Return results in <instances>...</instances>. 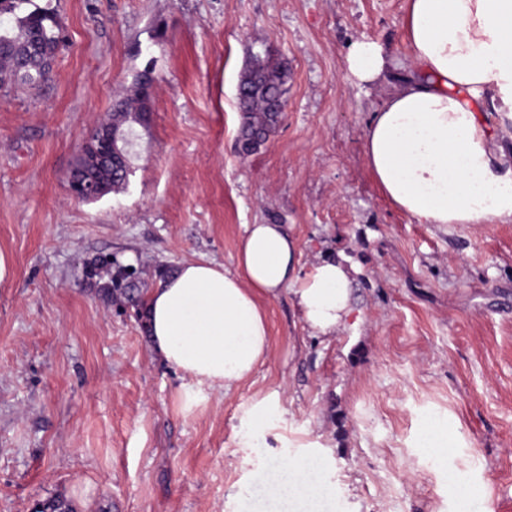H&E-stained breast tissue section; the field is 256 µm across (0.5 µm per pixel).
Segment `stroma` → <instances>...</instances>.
<instances>
[{"label": "stroma", "instance_id": "35a3bbf8", "mask_svg": "<svg viewBox=\"0 0 512 512\" xmlns=\"http://www.w3.org/2000/svg\"><path fill=\"white\" fill-rule=\"evenodd\" d=\"M63 41L50 81L0 88V512H502L512 501V224H417L377 191L363 130L380 91L342 68L359 36L403 57V0H37ZM287 62L285 112L240 155L238 86ZM151 69V124L125 186L72 197L83 138ZM289 224L303 262L363 273L360 322L310 335L263 300L270 353L230 390L165 364L84 263L234 268L247 224ZM267 399L253 427L247 408ZM448 422L445 457L422 445ZM312 463L283 501L281 464Z\"/></svg>", "mask_w": 512, "mask_h": 512}]
</instances>
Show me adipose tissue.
<instances>
[{"mask_svg": "<svg viewBox=\"0 0 512 512\" xmlns=\"http://www.w3.org/2000/svg\"><path fill=\"white\" fill-rule=\"evenodd\" d=\"M408 59L377 40L350 42L348 79L383 87L364 156L381 196L417 224L512 223V0H404ZM359 265L300 261L285 224H247L234 269L186 261L145 305L154 350L196 385L230 389L268 357L262 299L289 290L312 335L359 320Z\"/></svg>", "mask_w": 512, "mask_h": 512, "instance_id": "ef3b65f1", "label": "adipose tissue"}]
</instances>
